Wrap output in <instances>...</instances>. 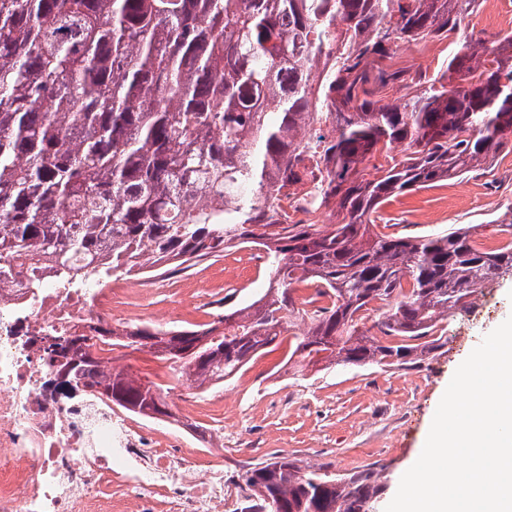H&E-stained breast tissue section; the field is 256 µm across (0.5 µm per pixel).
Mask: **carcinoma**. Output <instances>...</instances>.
<instances>
[{
  "instance_id": "carcinoma-1",
  "label": "carcinoma",
  "mask_w": 512,
  "mask_h": 512,
  "mask_svg": "<svg viewBox=\"0 0 512 512\" xmlns=\"http://www.w3.org/2000/svg\"><path fill=\"white\" fill-rule=\"evenodd\" d=\"M478 6L0 0V282L35 257L81 288L259 245L265 288L218 320L189 330L99 321L96 332L124 348L176 332L178 350L159 357L202 385L289 335L302 367L423 360L438 348L434 330L512 267V241L487 248L476 224L387 236L374 214L512 141V33L465 45L439 85L386 61L400 42L459 33ZM312 161L336 222L277 227L276 196L307 185ZM301 285L315 290L310 311L298 307ZM200 332L213 339L198 348ZM59 337H39L55 393L90 389L134 416H172L159 387L105 374L77 340L66 344L78 363L57 359ZM239 479L250 494L234 512H370L379 491L372 469L338 477L283 454Z\"/></svg>"
}]
</instances>
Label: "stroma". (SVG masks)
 Returning <instances> with one entry per match:
<instances>
[{
  "label": "stroma",
  "mask_w": 512,
  "mask_h": 512,
  "mask_svg": "<svg viewBox=\"0 0 512 512\" xmlns=\"http://www.w3.org/2000/svg\"><path fill=\"white\" fill-rule=\"evenodd\" d=\"M512 32V0H481L463 33L418 45L402 43L395 60L410 71L440 79V64L461 49L468 36L491 42ZM376 230L420 236L477 225L479 239L498 245L511 238L512 147L465 176L388 198L379 208ZM266 266L238 249L164 276L136 295L145 304L140 321L181 298L201 295L199 316L185 327L206 324L224 310L225 297L244 300L265 285ZM512 316V280L488 285L469 313L447 327L440 346L423 361L403 366L300 368L289 365L282 342L225 381L203 392L189 409L175 408L188 446L224 442V481L235 486L242 466L285 453L301 467L330 466L344 477L377 469L382 490L373 512H384L402 475L419 457L436 408L458 366L483 338Z\"/></svg>",
  "instance_id": "stroma-1"
}]
</instances>
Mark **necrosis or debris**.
Returning <instances> with one entry per match:
<instances>
[{
	"instance_id": "obj_1",
	"label": "necrosis or debris",
	"mask_w": 512,
	"mask_h": 512,
	"mask_svg": "<svg viewBox=\"0 0 512 512\" xmlns=\"http://www.w3.org/2000/svg\"><path fill=\"white\" fill-rule=\"evenodd\" d=\"M128 279L79 292L45 278L38 294L0 289V512H224L215 448H190L122 418L108 401L66 399L44 387L47 361L32 337L47 329L92 336Z\"/></svg>"
}]
</instances>
